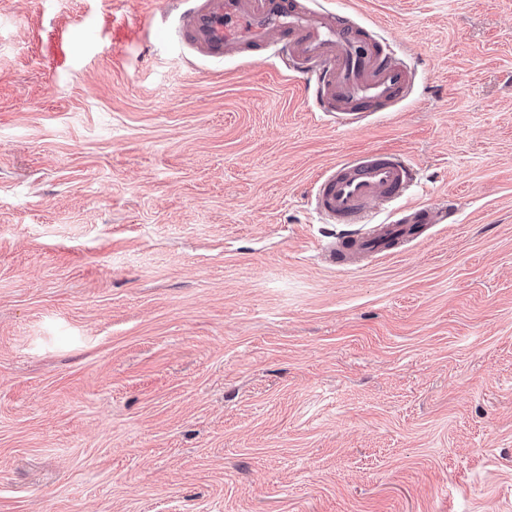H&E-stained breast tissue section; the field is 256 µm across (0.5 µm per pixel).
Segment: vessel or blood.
<instances>
[{
    "label": "vessel or blood",
    "mask_w": 512,
    "mask_h": 512,
    "mask_svg": "<svg viewBox=\"0 0 512 512\" xmlns=\"http://www.w3.org/2000/svg\"><path fill=\"white\" fill-rule=\"evenodd\" d=\"M179 33L208 60L245 51L276 49L303 80L304 94L321 120L354 128L406 100L416 74L403 51L346 11L322 13L300 0H179ZM415 166L389 151L347 156L318 173L311 204L326 224H346L350 233L322 243L331 267H346L386 255L412 242L423 224H443L444 205L407 202ZM398 205L383 224L370 221L377 205Z\"/></svg>",
    "instance_id": "b4317fda"
}]
</instances>
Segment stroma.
<instances>
[{
  "label": "stroma",
  "mask_w": 512,
  "mask_h": 512,
  "mask_svg": "<svg viewBox=\"0 0 512 512\" xmlns=\"http://www.w3.org/2000/svg\"><path fill=\"white\" fill-rule=\"evenodd\" d=\"M418 64L324 124L176 0H0V512H512V0H318ZM452 200L324 265L313 180ZM417 170L404 156L389 151L356 153L318 173L311 204L325 224L358 226L320 245L330 267H347L368 257L386 255L412 242L423 224H446L453 216L447 205L409 203L385 224H370L374 206L403 202ZM368 226L366 229L363 227Z\"/></svg>",
  "instance_id": "stroma-1"
}]
</instances>
